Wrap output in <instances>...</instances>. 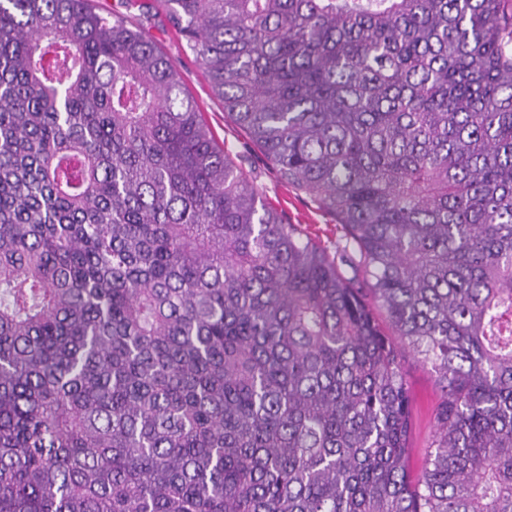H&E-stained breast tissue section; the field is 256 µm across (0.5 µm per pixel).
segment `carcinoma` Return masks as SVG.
I'll list each match as a JSON object with an SVG mask.
<instances>
[{"mask_svg":"<svg viewBox=\"0 0 512 512\" xmlns=\"http://www.w3.org/2000/svg\"><path fill=\"white\" fill-rule=\"evenodd\" d=\"M159 2L355 248L129 16L0 0V512H512V0ZM139 1L150 4L151 9L147 14L143 15L137 5L127 8L125 0H94V4L97 11L103 14L128 13L135 17V22L144 24L156 44L179 63L187 91L204 112L217 141L229 150V157L250 175L264 199L281 211L290 224H301L310 237L333 255L339 243L344 245L336 218L319 210L304 195H298L294 189L278 180L276 173L248 145L245 134L224 116V103L211 92L195 56L185 51L184 42L173 29L164 8L153 0ZM403 363L413 397L414 427L410 439V467L413 474L418 475L425 466L428 445L432 439V413L440 395V388L430 366L424 365L417 357L407 353Z\"/></svg>","mask_w":512,"mask_h":512,"instance_id":"obj_1","label":"carcinoma"}]
</instances>
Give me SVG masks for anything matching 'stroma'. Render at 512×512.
<instances>
[{
    "label": "stroma",
    "mask_w": 512,
    "mask_h": 512,
    "mask_svg": "<svg viewBox=\"0 0 512 512\" xmlns=\"http://www.w3.org/2000/svg\"><path fill=\"white\" fill-rule=\"evenodd\" d=\"M94 4L101 13L127 12L144 24L156 44L178 62L185 87L203 112L215 138L228 149L230 158L250 175L264 199L281 211L289 223L302 225L307 234L320 242L328 252H335L342 232L334 216L319 210L305 196L282 184L275 172L248 145L244 133L225 116L224 104L213 95L195 56L185 51L164 8L155 4L149 12L143 13L138 7L127 6L125 0H94ZM404 371L413 397L410 467L417 475L425 466L433 435L432 413L440 388L430 366L424 365L412 354L404 356Z\"/></svg>",
    "instance_id": "35a3bbf8"
}]
</instances>
